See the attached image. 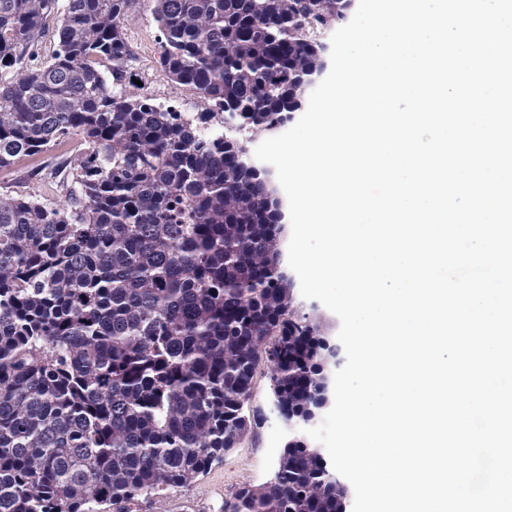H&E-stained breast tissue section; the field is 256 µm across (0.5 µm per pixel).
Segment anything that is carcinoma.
Instances as JSON below:
<instances>
[{
  "label": "carcinoma",
  "mask_w": 512,
  "mask_h": 512,
  "mask_svg": "<svg viewBox=\"0 0 512 512\" xmlns=\"http://www.w3.org/2000/svg\"><path fill=\"white\" fill-rule=\"evenodd\" d=\"M139 0H0V168L79 136L76 190L0 196V512H135L236 447L269 368L291 417L315 409L322 318L279 269L280 214L219 109L273 132L321 66L311 28L345 0H148L183 113L129 90ZM62 15L51 60L46 22ZM323 449L292 434L275 480L220 512H345Z\"/></svg>",
  "instance_id": "1"
}]
</instances>
